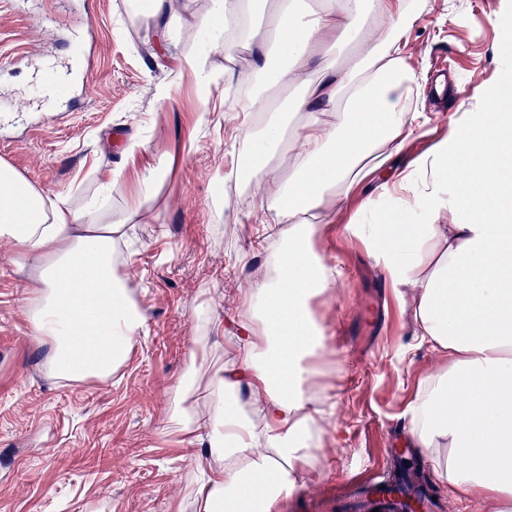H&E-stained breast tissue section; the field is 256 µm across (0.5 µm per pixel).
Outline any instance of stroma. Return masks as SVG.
<instances>
[{"label": "stroma", "mask_w": 512, "mask_h": 512, "mask_svg": "<svg viewBox=\"0 0 512 512\" xmlns=\"http://www.w3.org/2000/svg\"><path fill=\"white\" fill-rule=\"evenodd\" d=\"M203 9L202 0H177V37L161 46L128 0H96L91 14L85 0H0V99L22 116L0 122V160L75 208L121 169L112 216L135 206L144 214L127 227L132 257L122 271L146 314L128 360L108 380L55 379L49 346L27 321L29 272L0 242V512H197L190 491L212 459L205 445L187 450L167 436L171 393L192 353L224 356L223 346L203 339L196 307L234 312L241 289L265 271L253 217L260 198L245 185L215 195L217 179L237 161L234 98L220 81L202 91L179 65L199 46ZM420 10L404 54L417 82L412 104L430 122L385 170L332 203L316 238L340 283L318 305L329 339L316 382L324 408L346 413V451L328 449L323 470L305 471L278 512H347L348 480L389 471L386 444L404 436L431 358L347 224L447 135L450 117L480 112L489 93L512 86L503 52L512 44V0H420ZM90 25L96 35L82 59L73 47ZM255 54L236 34L210 51L208 66L218 77L228 68L244 72ZM438 56L456 74L443 112L425 79ZM48 62L75 75L53 112L28 94ZM134 140L146 150L130 158L124 150ZM161 159L166 177L154 198L143 199V181Z\"/></svg>", "instance_id": "stroma-1"}]
</instances>
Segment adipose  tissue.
<instances>
[{
	"instance_id": "ef3b65f1",
	"label": "adipose tissue",
	"mask_w": 512,
	"mask_h": 512,
	"mask_svg": "<svg viewBox=\"0 0 512 512\" xmlns=\"http://www.w3.org/2000/svg\"><path fill=\"white\" fill-rule=\"evenodd\" d=\"M254 2L209 0L197 21L203 45L182 60L199 85L213 79L209 51ZM414 19V0H322L315 11L279 0L265 25L249 31L250 42H275L253 74L268 87H293L290 108L304 119L288 137L282 115L259 119L255 96L238 107L239 155L259 174L270 154L286 150L288 177L260 206L258 223L282 230L265 249L264 278L240 291L232 358L208 367L207 415L187 404L197 367L175 387L173 434L206 440L214 460L192 491L200 512H276L301 467L325 458L335 424L315 395L314 362L327 336L311 303L339 281L313 238L327 198L372 179L388 161L381 147L401 148L423 125L409 107L415 79L404 59ZM342 45L353 47V61L326 63L327 48ZM328 112L338 113L336 123L324 121ZM121 176L111 172L77 210L0 161V240L30 270L29 323L50 344V371L63 381L110 377L145 326L118 264L132 218L108 220ZM397 192L404 211L375 202L372 221L347 230L435 357L408 406L409 440L472 512H512V111L501 94L455 121L383 195Z\"/></svg>"
}]
</instances>
